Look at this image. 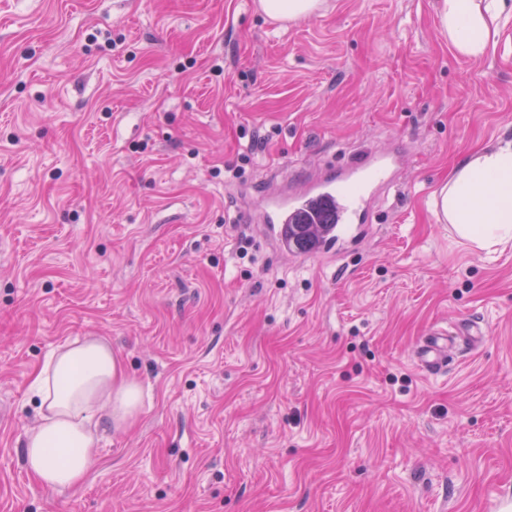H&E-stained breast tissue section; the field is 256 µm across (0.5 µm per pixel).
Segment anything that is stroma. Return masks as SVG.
Instances as JSON below:
<instances>
[{"label": "stroma", "instance_id": "35a3bbf8", "mask_svg": "<svg viewBox=\"0 0 512 512\" xmlns=\"http://www.w3.org/2000/svg\"><path fill=\"white\" fill-rule=\"evenodd\" d=\"M436 5L0 0V512H512V244L432 212L512 137V27L468 59ZM364 149L402 162L352 244L290 260L245 219ZM464 321L484 342L428 374ZM82 336L142 409L56 493L31 384ZM321 4V0H258L260 10L284 23L312 15ZM453 337H449L451 335ZM482 339V330L476 324H461L454 333L443 330H435L428 334L418 348L417 359L431 374L445 371L448 361L453 359L462 345L474 346Z\"/></svg>", "mask_w": 512, "mask_h": 512}]
</instances>
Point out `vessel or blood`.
<instances>
[{"instance_id": "vessel-or-blood-1", "label": "vessel or blood", "mask_w": 512, "mask_h": 512, "mask_svg": "<svg viewBox=\"0 0 512 512\" xmlns=\"http://www.w3.org/2000/svg\"><path fill=\"white\" fill-rule=\"evenodd\" d=\"M401 163L398 152L374 151L338 169L306 179L290 191L266 196L261 219L279 251L291 259H304L352 242L360 225L372 217L373 197L396 182ZM320 225L313 244H306L303 227ZM482 331L474 324L455 331L429 333L417 351V359L432 374L445 371L461 346L480 342Z\"/></svg>"}]
</instances>
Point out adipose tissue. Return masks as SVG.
<instances>
[{"label": "adipose tissue", "mask_w": 512, "mask_h": 512, "mask_svg": "<svg viewBox=\"0 0 512 512\" xmlns=\"http://www.w3.org/2000/svg\"><path fill=\"white\" fill-rule=\"evenodd\" d=\"M440 32L462 56L493 53L512 0H439ZM434 213L466 247L492 251L512 242V140L476 151L433 194ZM38 424L27 433L26 469L63 491L82 482L98 444V426L121 428L141 409L142 393L101 337L50 351L32 383Z\"/></svg>", "instance_id": "obj_1"}]
</instances>
